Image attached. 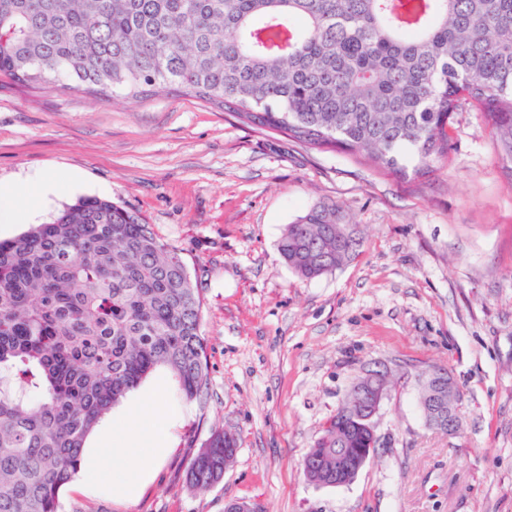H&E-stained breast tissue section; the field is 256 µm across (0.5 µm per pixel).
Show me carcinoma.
Masks as SVG:
<instances>
[{
    "label": "carcinoma",
    "instance_id": "cac0c4a2",
    "mask_svg": "<svg viewBox=\"0 0 512 512\" xmlns=\"http://www.w3.org/2000/svg\"><path fill=\"white\" fill-rule=\"evenodd\" d=\"M0 75L192 94L403 177L448 157V122L469 100L512 161V0H0ZM362 242L323 205L288 225L278 252L312 280ZM202 306L182 257L107 199L0 241V512H61L87 438L156 368L201 396ZM372 429L349 392L310 457L334 478L336 449L370 447ZM235 447L213 432L189 486L219 483Z\"/></svg>",
    "mask_w": 512,
    "mask_h": 512
}]
</instances>
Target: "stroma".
Listing matches in <instances>:
<instances>
[{"label": "stroma", "instance_id": "stroma-1", "mask_svg": "<svg viewBox=\"0 0 512 512\" xmlns=\"http://www.w3.org/2000/svg\"><path fill=\"white\" fill-rule=\"evenodd\" d=\"M450 150L425 174L383 173L340 150L260 130L194 96L104 97L0 76V183L45 224L97 196L136 211L202 290L208 383L185 400L165 367L88 438L63 512H512V162L484 113L454 112ZM51 173L41 200L27 177ZM363 243L356 259L300 279L278 241L317 205ZM391 382L374 454L353 483L319 488L305 453L364 368ZM448 368L461 432L427 425L419 377ZM164 412L167 452L120 485L113 442L127 417ZM237 435L223 480L188 487L200 445Z\"/></svg>", "mask_w": 512, "mask_h": 512}]
</instances>
